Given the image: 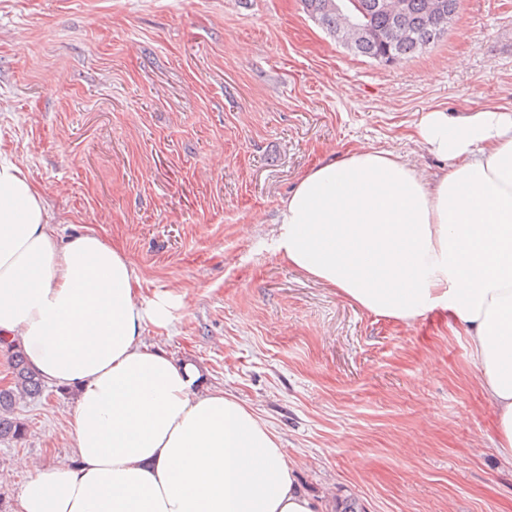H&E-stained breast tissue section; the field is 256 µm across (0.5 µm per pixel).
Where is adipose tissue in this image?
<instances>
[{"mask_svg": "<svg viewBox=\"0 0 512 512\" xmlns=\"http://www.w3.org/2000/svg\"><path fill=\"white\" fill-rule=\"evenodd\" d=\"M417 136L441 172L364 147L314 163L281 202L278 250L373 314L446 311L498 414L491 447L512 465V110H432ZM50 220L0 149V339L76 392L73 455L20 459L32 473L20 512H316L278 434L147 343L182 294L143 298L123 252L93 232L60 239Z\"/></svg>", "mask_w": 512, "mask_h": 512, "instance_id": "adipose-tissue-1", "label": "adipose tissue"}]
</instances>
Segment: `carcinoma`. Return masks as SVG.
Returning a JSON list of instances; mask_svg holds the SVG:
<instances>
[{"instance_id": "cac0c4a2", "label": "carcinoma", "mask_w": 512, "mask_h": 512, "mask_svg": "<svg viewBox=\"0 0 512 512\" xmlns=\"http://www.w3.org/2000/svg\"><path fill=\"white\" fill-rule=\"evenodd\" d=\"M365 13V24L379 38L356 45L352 52L377 63H384L385 57L392 56L400 62L414 57L437 41V33L448 32V14L430 13V0H406L405 14L391 16L376 7L377 0H359ZM312 18L333 33L343 25V15L336 12V0H304ZM10 351L12 381L7 387H0V441L19 440L24 428L12 418L17 400L36 397L41 394L44 383L41 377L28 367L21 347L6 344Z\"/></svg>"}]
</instances>
